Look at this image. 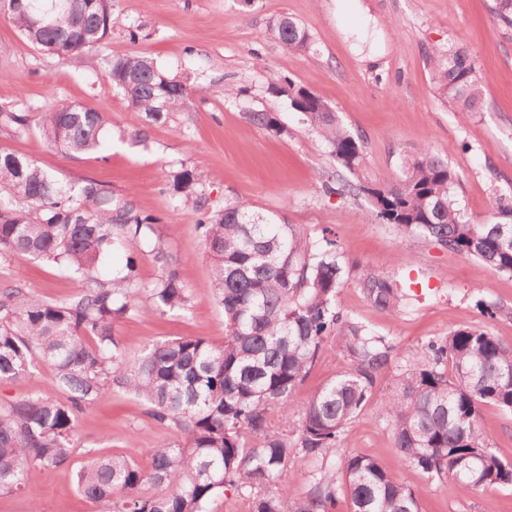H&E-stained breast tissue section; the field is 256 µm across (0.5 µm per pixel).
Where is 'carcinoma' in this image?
I'll list each match as a JSON object with an SVG mask.
<instances>
[{
	"mask_svg": "<svg viewBox=\"0 0 512 512\" xmlns=\"http://www.w3.org/2000/svg\"><path fill=\"white\" fill-rule=\"evenodd\" d=\"M51 6L52 0H0V12L43 51L54 46L64 56L88 57L111 32V0H71L70 8L52 13L51 28L34 27V15ZM493 12L512 28V0H494ZM269 33L290 52L312 49L308 30L287 17L273 22ZM428 59L439 97L464 112L479 111L483 86L472 55L450 44ZM107 74L147 125L185 111L194 93L147 56H116ZM268 90L288 98L351 176L345 191L365 197L377 218L404 236L512 274L506 241L512 196L495 199V222L471 223L454 199L458 173L425 149L400 157L396 180L370 181L363 175L364 140L320 96L286 76ZM248 119L282 132L267 111L253 110ZM106 124L101 112L79 105L54 106L35 119L0 111V127L15 136L35 128L49 146L73 156L100 149ZM172 190L194 214L213 259L212 288L226 336L221 345L192 336L156 342L130 361L114 327L135 310L134 267L104 279L99 265L120 235L150 243L163 270L148 289L153 311L186 309L185 277L153 240L159 218L136 211L94 180L68 187L34 161L0 149V260L25 253L71 268L85 283L64 302H47L26 287L0 298V382L31 372L40 360L53 367L56 386L67 394L64 402L32 395L0 404V493L19 492L32 469L67 464L77 413L116 381L146 402L156 422L182 429L185 440L152 449L147 471L130 455L96 458L79 471L77 491L104 512H208L228 489L250 492L251 512H336L342 497L350 512H422L417 490L373 458L342 448L346 426L363 413L397 345L338 306L350 269L336 240L313 237L245 203L212 211L193 169L179 170ZM356 284L389 314L407 304L406 288L392 274L366 273ZM332 338L346 370L301 405L292 435L272 431L269 411L293 396ZM486 405L512 412V344L463 323L404 355L383 418L396 455L427 476L451 478L465 493L512 487V463L493 451L481 425ZM296 454L317 462L301 496L284 479Z\"/></svg>",
	"mask_w": 512,
	"mask_h": 512,
	"instance_id": "obj_1",
	"label": "carcinoma"
}]
</instances>
